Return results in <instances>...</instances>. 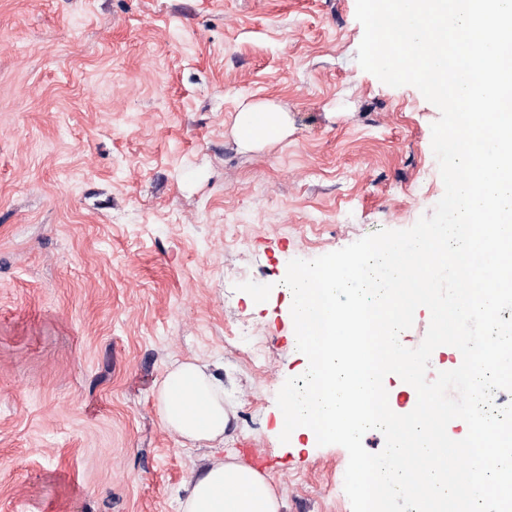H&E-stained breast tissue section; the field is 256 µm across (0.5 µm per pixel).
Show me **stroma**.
Wrapping results in <instances>:
<instances>
[{
    "label": "stroma",
    "instance_id": "obj_1",
    "mask_svg": "<svg viewBox=\"0 0 512 512\" xmlns=\"http://www.w3.org/2000/svg\"><path fill=\"white\" fill-rule=\"evenodd\" d=\"M356 0H0V512H181L248 445L285 512H352L344 447L281 443L292 259L412 227L440 117L364 71ZM281 134L240 141L243 106ZM208 365L223 440L163 423Z\"/></svg>",
    "mask_w": 512,
    "mask_h": 512
}]
</instances>
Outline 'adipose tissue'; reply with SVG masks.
<instances>
[{"label":"adipose tissue","instance_id":"ef3b65f1","mask_svg":"<svg viewBox=\"0 0 512 512\" xmlns=\"http://www.w3.org/2000/svg\"><path fill=\"white\" fill-rule=\"evenodd\" d=\"M238 131L243 142L269 140L281 131V118L264 105L241 110ZM162 419L181 438L212 442L223 438L229 423L224 392L207 366L184 362L161 380ZM284 500L269 480L234 455L211 457L197 472L182 503V512H282Z\"/></svg>","mask_w":512,"mask_h":512}]
</instances>
